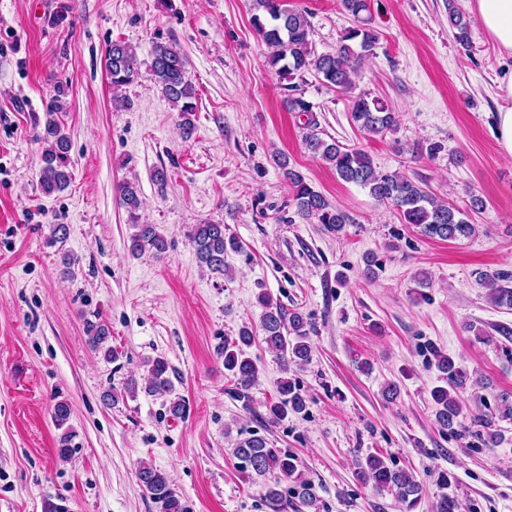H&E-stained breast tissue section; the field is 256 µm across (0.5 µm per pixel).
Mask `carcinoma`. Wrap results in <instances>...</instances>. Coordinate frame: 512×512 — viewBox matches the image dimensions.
<instances>
[{
    "label": "carcinoma",
    "instance_id": "1",
    "mask_svg": "<svg viewBox=\"0 0 512 512\" xmlns=\"http://www.w3.org/2000/svg\"><path fill=\"white\" fill-rule=\"evenodd\" d=\"M342 7L358 22L346 29L336 43L333 52L319 54L310 39L311 26L302 12L288 8L287 0H253L252 26L267 45V65L282 78L290 81L307 72H315L329 87L348 92L353 89L352 75L356 67L366 58L374 55L380 34L371 27L361 14L369 11L368 0H340ZM448 22L454 30L455 41L464 49L471 48L469 22L462 12L448 0ZM142 62L136 50L128 43L114 41L106 47L104 69L115 88L133 84L142 76ZM151 79L159 86L163 96L179 112V130L183 139L189 140L195 133L193 116L197 107L196 89L187 75V60L183 51L171 44L157 42L151 50V61L147 67ZM68 86L60 84L54 89L44 107V120L37 139L43 144L39 168V184L43 194L52 196L63 193L71 184L70 151L71 138L66 132L61 114L66 108ZM352 120L369 137L384 136L394 130L395 114L389 104L379 98L357 97L352 104ZM308 132L304 138L306 149L331 168L336 176L347 183L359 185L368 190L379 203L395 210L402 223L412 224L427 238L456 241L469 238L475 233L469 212L478 213L484 207L483 199L473 195L470 211L438 199L408 175L394 171L383 173L375 167L371 156L360 147H347L336 140L323 139L314 123H307ZM277 164L287 182L294 207V214L304 222L322 224L329 232L339 233L352 223L351 217L341 208L332 205L326 197L315 190L304 175L289 166L288 158L280 155ZM120 204L136 215L142 204L138 186L126 182L118 187ZM224 224L204 223L194 226L191 240L195 247L200 266L213 273H224V258L230 251L241 249L240 242L233 234H226ZM69 235L66 224L49 225L46 244L55 246L64 243ZM169 243L155 224H137L130 238L129 252L138 256L145 252L162 257ZM479 278L489 287L490 299L499 308L512 310V272L494 270L479 273ZM257 302L263 313L259 331L267 349L275 353L285 377L278 382L277 401L267 406L268 419L272 423L282 422L290 416L305 413L307 397L295 382L286 377L293 366L309 362L312 352L310 343L311 322L300 311H289L272 296L261 291ZM84 330L92 351L107 360L115 357L108 345L110 330L99 314L94 318L84 317ZM256 331L252 326L239 330L237 338L224 341L221 356L224 370L234 380L238 397L249 402L250 391L257 384L259 369L257 363L247 354L255 342ZM435 367L443 374L447 386L432 390L436 405L435 421L443 429L454 430L460 424L463 407L459 393L467 386L469 377L456 366L455 361L442 352H435ZM168 362L157 357L148 361V376L139 380L132 376L124 385V392L134 396L142 390L148 394L169 393L172 381L169 377ZM477 426L475 436L487 448L499 443V434L493 429L488 416L473 419ZM239 472L251 478L267 480L266 499L275 512L284 508L282 481L294 483L293 495L305 507H313L317 501L314 486L299 471L298 457L273 447L264 436L253 434L240 440L235 448ZM360 474L371 478L377 487L395 493L411 512L422 494L419 483L411 473L402 468L390 466L383 457L369 456L359 466ZM137 479L146 495L157 505L160 512H186L185 506L168 475L148 464L137 469Z\"/></svg>",
    "mask_w": 512,
    "mask_h": 512
}]
</instances>
